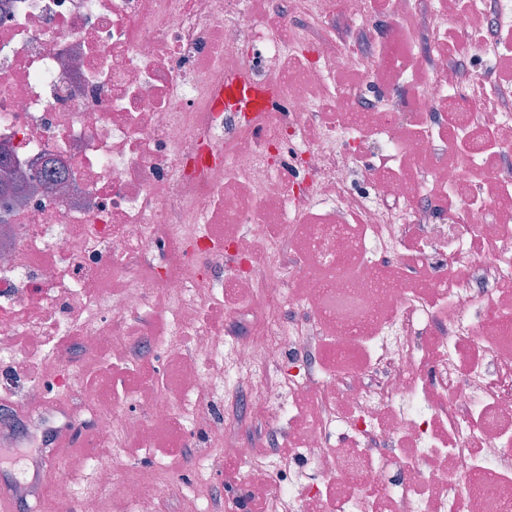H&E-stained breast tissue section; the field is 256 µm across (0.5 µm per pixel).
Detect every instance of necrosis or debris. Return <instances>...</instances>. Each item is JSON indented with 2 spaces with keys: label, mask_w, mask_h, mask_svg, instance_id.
Masks as SVG:
<instances>
[{
  "label": "necrosis or debris",
  "mask_w": 512,
  "mask_h": 512,
  "mask_svg": "<svg viewBox=\"0 0 512 512\" xmlns=\"http://www.w3.org/2000/svg\"><path fill=\"white\" fill-rule=\"evenodd\" d=\"M6 2L0 167L37 187L0 196V431L21 410L36 438L87 423L103 454L148 451L152 424L210 432L242 391L298 429L236 449L267 512H512V224L490 220L512 167L487 165L512 158V0H387L381 23L374 0H268L275 26L254 0ZM379 69L369 95L337 79ZM231 80L273 105L224 108ZM434 152L455 178L421 168ZM403 262L429 282L384 275ZM155 309L176 396L132 351ZM187 460L189 483L166 461L91 479L126 512H214L208 454ZM33 497L98 512L66 465Z\"/></svg>",
  "instance_id": "4bbe7bcc"
}]
</instances>
